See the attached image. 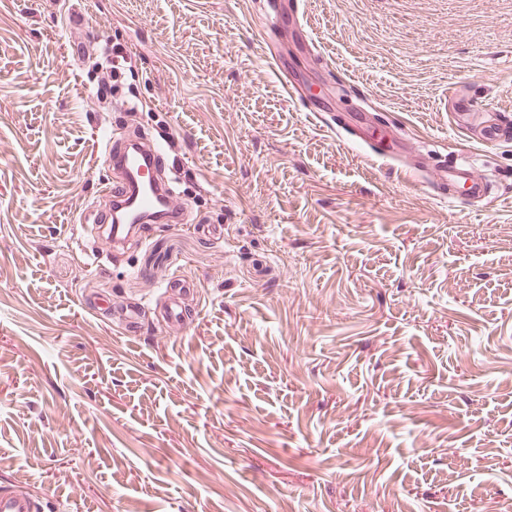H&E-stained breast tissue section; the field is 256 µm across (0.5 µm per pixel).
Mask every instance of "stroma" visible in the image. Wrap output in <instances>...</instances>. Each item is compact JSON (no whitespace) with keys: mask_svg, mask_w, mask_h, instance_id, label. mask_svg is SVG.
<instances>
[{"mask_svg":"<svg viewBox=\"0 0 512 512\" xmlns=\"http://www.w3.org/2000/svg\"><path fill=\"white\" fill-rule=\"evenodd\" d=\"M84 8L140 108H102L55 0H0V490L41 512H512V139L448 109L458 86L512 120V0H306L317 53L281 54L311 113L252 0ZM365 107L414 153L355 145ZM115 125L171 140L190 221L110 253L84 217ZM462 159L487 201L435 184Z\"/></svg>","mask_w":512,"mask_h":512,"instance_id":"35a3bbf8","label":"stroma"}]
</instances>
